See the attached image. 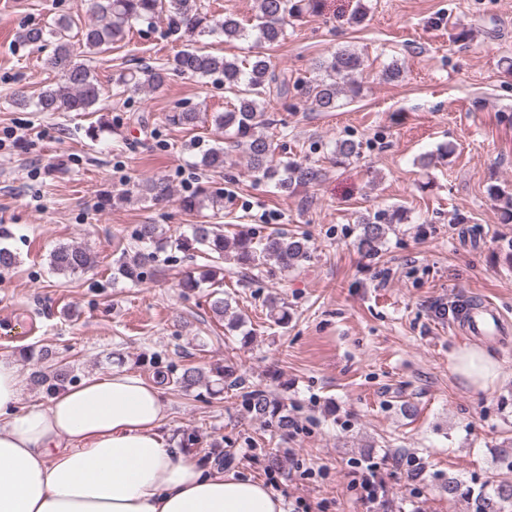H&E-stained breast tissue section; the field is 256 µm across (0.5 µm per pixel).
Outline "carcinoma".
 <instances>
[{
    "label": "carcinoma",
    "instance_id": "obj_1",
    "mask_svg": "<svg viewBox=\"0 0 512 512\" xmlns=\"http://www.w3.org/2000/svg\"><path fill=\"white\" fill-rule=\"evenodd\" d=\"M319 0H258L259 12L256 15V28L259 39L268 44L286 40L290 19L299 16L303 10L314 11ZM88 23L81 27L82 46L89 55L104 53L112 49V44L124 39L132 25L142 23L152 25L155 19L166 20L168 32L178 39L186 38L188 43L174 54L165 64L139 66L133 71L119 76L114 86L121 95L129 97L147 88L160 89L167 79L176 76H194L210 79L224 87V91L234 96L233 108L214 112L211 122L224 130L227 146H212L202 155L204 168L216 171L224 168L229 154L239 149L248 157L249 169L258 181L274 184L283 194H293L301 187H307L322 179V169L295 158L275 160L276 147L273 139L265 134L264 128L272 124L266 117L271 99L283 100L293 89H301V94L317 110L330 112L336 109L342 98H355L360 94V86L354 82V74L360 70L361 57L349 49L336 51L328 61L315 63L319 77L303 83L291 81L285 72L276 71L269 60L262 55L251 59L238 60L207 52L194 44L193 39L203 35L219 34L224 40L232 41L245 35L241 23L231 17L217 18L199 3V0H89ZM74 21L61 15L48 24L32 23L21 29L18 41L43 48L53 45L52 52L43 60L44 69L60 75L53 86L42 89L36 98L15 99L21 106L32 105L38 112H91L101 100V86L87 62L79 59L71 43V30ZM174 126H195L201 114L194 108L176 107L165 116ZM361 145L353 140L336 143L333 150L336 161L340 162L357 156ZM139 190L151 195L155 200L172 197L169 184L163 180H148ZM489 195L503 203L500 217L505 223L512 222V194L497 186L489 188ZM217 202L203 190L195 195L178 199L183 210L193 212L202 208L205 199ZM404 220L401 210L377 211L358 220L360 234L357 237L358 251L376 255L381 250L391 225ZM190 235L170 242V246L183 253L202 250L210 261L218 264L221 260L231 261L243 269L262 270L274 263L281 270L297 266L308 258L309 239L306 234L270 233L258 235L253 231L240 230L227 237L217 224H191ZM159 224H140L131 235L136 253L129 261H123L117 274L135 283H142L154 276L155 261L151 248L161 240ZM95 256L87 249L60 244L50 253V266L58 274L75 275L91 268ZM269 318L275 324H283L288 319L284 304L270 296L265 301ZM215 376L226 388L240 391L247 412L265 427L283 435L295 426V418L288 405L277 400L265 389L250 385L237 374V368L227 363L215 371ZM77 376L68 367H59L52 373L35 371L31 381L36 385L49 384V388H63L73 383ZM203 373L197 367L182 368L175 383L188 392L200 385ZM448 498L465 502L466 512H512V480L497 481L491 488L474 490L456 477H450L441 486Z\"/></svg>",
    "mask_w": 512,
    "mask_h": 512
}]
</instances>
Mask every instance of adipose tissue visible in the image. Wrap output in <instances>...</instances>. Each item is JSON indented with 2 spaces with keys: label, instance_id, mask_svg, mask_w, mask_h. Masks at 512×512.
<instances>
[{
  "label": "adipose tissue",
  "instance_id": "obj_1",
  "mask_svg": "<svg viewBox=\"0 0 512 512\" xmlns=\"http://www.w3.org/2000/svg\"><path fill=\"white\" fill-rule=\"evenodd\" d=\"M454 369L488 389L496 363L463 349ZM24 380L0 359V512H285L263 483L203 467L174 446L159 386L115 371L21 403Z\"/></svg>",
  "mask_w": 512,
  "mask_h": 512
}]
</instances>
